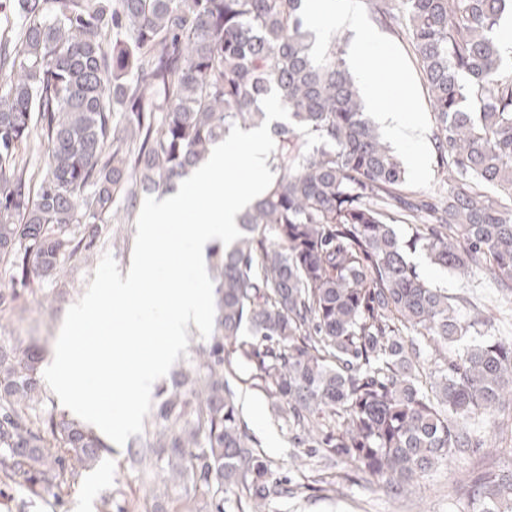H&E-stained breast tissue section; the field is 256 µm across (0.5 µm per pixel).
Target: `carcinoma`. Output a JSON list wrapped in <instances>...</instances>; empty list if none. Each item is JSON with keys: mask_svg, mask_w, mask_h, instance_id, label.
Returning a JSON list of instances; mask_svg holds the SVG:
<instances>
[{"mask_svg": "<svg viewBox=\"0 0 512 512\" xmlns=\"http://www.w3.org/2000/svg\"><path fill=\"white\" fill-rule=\"evenodd\" d=\"M366 2L409 38L428 91L445 176L429 201L365 112L341 39L315 51L304 0H0V263L22 288L91 249L117 200L132 216L233 126H260L271 91L289 113L270 126L272 184L242 236L212 251L213 335L161 391L155 442L129 450L173 487L148 512H250L298 492L236 407L232 351L300 444L385 491L491 434L512 438V336L458 348L479 317L408 260L490 275L512 297V65L499 40L512 0ZM40 362L35 347L0 345V477L58 503L112 447L41 408ZM463 491L472 512H512V471H478ZM99 509L137 512L112 494Z\"/></svg>", "mask_w": 512, "mask_h": 512, "instance_id": "obj_1", "label": "carcinoma"}]
</instances>
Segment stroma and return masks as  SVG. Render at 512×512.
<instances>
[{
	"mask_svg": "<svg viewBox=\"0 0 512 512\" xmlns=\"http://www.w3.org/2000/svg\"><path fill=\"white\" fill-rule=\"evenodd\" d=\"M354 7L361 18L360 32L338 27L318 36V46H325L331 37L345 38L351 69L376 67L380 61L378 49H386L398 64L397 77L383 87L390 107H405L415 111L424 125L422 138L410 146L395 145L403 160L413 189L423 195H436L439 188L433 121L428 95L408 41L391 29L377 24L365 0H355ZM124 213L123 201H116L113 218L105 222L93 248L73 256H63L65 273L60 277L40 280L34 289H20L14 302L0 308V345L19 351L35 345L41 348L44 363L54 358L55 342L67 309L84 294L94 278V272L104 254H111L120 270L131 264L136 225L119 223ZM410 261L434 287L447 289L450 295H466L473 307L489 321L484 329L512 330V301L504 299L495 283L482 275L461 278L453 271L432 264L424 253L410 254ZM233 376L230 384L235 401L260 452L269 459L276 476L288 478L292 484L304 485L302 497L273 502L269 512H470L466 498L458 495L457 487L472 471L493 465L502 470L512 469V456L500 450L495 438H488L480 450L454 458L439 467L419 484L390 496L376 484L351 479L337 485L335 491L310 489L312 479L328 474L329 464L321 457L306 456L295 444L294 434L279 418L272 402L248 381L250 369L239 354H231ZM164 485L130 468L126 447H113L103 455L97 466L83 472L66 491L61 506L50 507L46 501H35L29 512H74L80 499L98 504L102 495L113 493L117 498L135 500L150 506Z\"/></svg>",
	"mask_w": 512,
	"mask_h": 512,
	"instance_id": "obj_1",
	"label": "stroma"
}]
</instances>
